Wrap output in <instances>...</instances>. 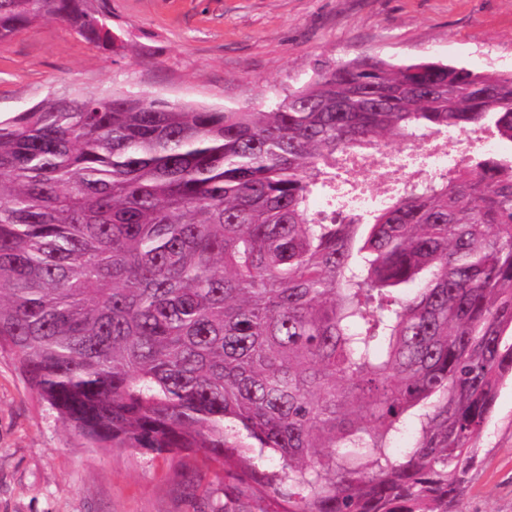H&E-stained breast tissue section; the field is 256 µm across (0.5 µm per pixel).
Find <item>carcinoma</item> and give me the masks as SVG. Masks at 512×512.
<instances>
[{
	"label": "carcinoma",
	"instance_id": "obj_1",
	"mask_svg": "<svg viewBox=\"0 0 512 512\" xmlns=\"http://www.w3.org/2000/svg\"><path fill=\"white\" fill-rule=\"evenodd\" d=\"M47 17L123 48L92 0H0V41ZM450 132L512 143V72L365 53L269 106L0 121V346L90 445L200 454L261 512H448L512 379V155L362 213L313 201Z\"/></svg>",
	"mask_w": 512,
	"mask_h": 512
}]
</instances>
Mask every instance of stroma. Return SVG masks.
<instances>
[{
    "label": "stroma",
    "mask_w": 512,
    "mask_h": 512,
    "mask_svg": "<svg viewBox=\"0 0 512 512\" xmlns=\"http://www.w3.org/2000/svg\"><path fill=\"white\" fill-rule=\"evenodd\" d=\"M124 42L100 50L42 19L0 42V118L46 98L142 91L210 108L253 106L315 61L374 52L512 71V0H94ZM201 455L96 448L66 427L0 348V512H260ZM453 512H512V384L478 441Z\"/></svg>",
    "instance_id": "obj_1"
}]
</instances>
